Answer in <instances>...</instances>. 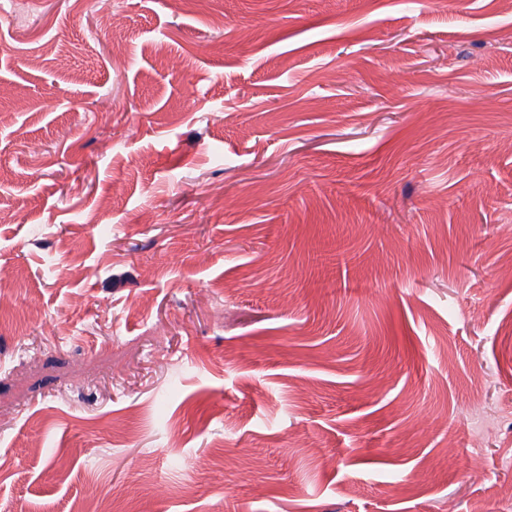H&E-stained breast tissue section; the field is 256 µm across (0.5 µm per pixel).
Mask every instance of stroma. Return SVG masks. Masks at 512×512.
I'll return each mask as SVG.
<instances>
[{"label": "stroma", "instance_id": "stroma-1", "mask_svg": "<svg viewBox=\"0 0 512 512\" xmlns=\"http://www.w3.org/2000/svg\"><path fill=\"white\" fill-rule=\"evenodd\" d=\"M0 213V512H512L502 0H0Z\"/></svg>", "mask_w": 512, "mask_h": 512}]
</instances>
